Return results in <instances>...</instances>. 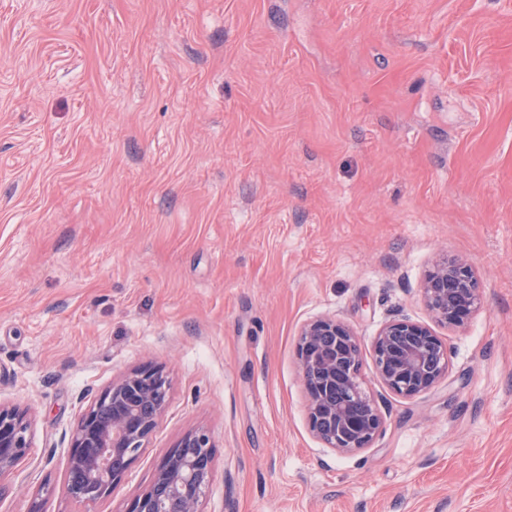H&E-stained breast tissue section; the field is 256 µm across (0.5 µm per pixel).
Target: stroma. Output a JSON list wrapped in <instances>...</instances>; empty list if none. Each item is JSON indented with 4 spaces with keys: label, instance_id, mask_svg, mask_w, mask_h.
I'll return each instance as SVG.
<instances>
[{
    "label": "stroma",
    "instance_id": "1",
    "mask_svg": "<svg viewBox=\"0 0 512 512\" xmlns=\"http://www.w3.org/2000/svg\"><path fill=\"white\" fill-rule=\"evenodd\" d=\"M468 258L481 307L433 322L426 272ZM347 323L384 418L310 432L302 325ZM447 376L377 378L387 322ZM161 366L164 417L85 506L125 512L188 431L203 512H512V0H0V403L32 451L0 512L62 485L112 380ZM372 354L378 379L404 398L427 393L448 374V346L421 322H387L373 340Z\"/></svg>",
    "mask_w": 512,
    "mask_h": 512
}]
</instances>
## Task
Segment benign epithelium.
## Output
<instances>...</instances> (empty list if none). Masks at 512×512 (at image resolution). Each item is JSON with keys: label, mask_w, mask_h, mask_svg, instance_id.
Listing matches in <instances>:
<instances>
[{"label": "benign epithelium", "mask_w": 512, "mask_h": 512, "mask_svg": "<svg viewBox=\"0 0 512 512\" xmlns=\"http://www.w3.org/2000/svg\"><path fill=\"white\" fill-rule=\"evenodd\" d=\"M423 293L433 318L463 328L479 304L480 283L467 260L444 258L427 273ZM372 354L378 379L404 398L430 391L448 374V346L421 322L399 319L384 324L373 340ZM296 356L310 432L325 447L343 453L371 447L383 432L384 419L364 386L359 340L350 327L331 317L307 322ZM169 391L167 374L154 364L112 381L72 431L62 487L42 484L29 498L26 512H48L47 501L57 490L79 504L107 496L156 430ZM30 430L27 412L0 405V498L5 492L2 481L30 455ZM213 468L209 433H186L127 512H201Z\"/></svg>", "instance_id": "benign-epithelium-1"}]
</instances>
